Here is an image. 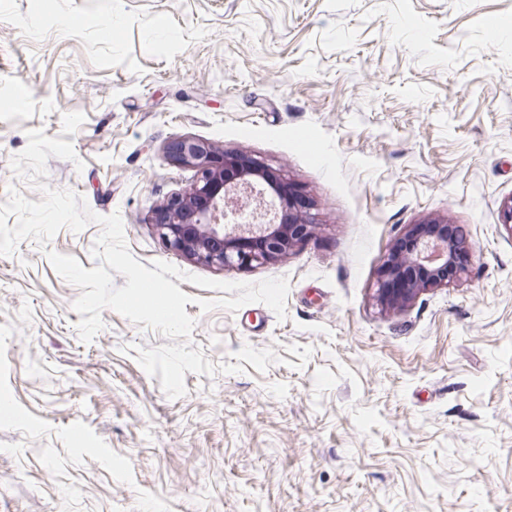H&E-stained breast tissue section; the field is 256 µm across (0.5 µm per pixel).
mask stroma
I'll list each match as a JSON object with an SVG mask.
<instances>
[{
    "label": "stroma",
    "instance_id": "1",
    "mask_svg": "<svg viewBox=\"0 0 512 512\" xmlns=\"http://www.w3.org/2000/svg\"><path fill=\"white\" fill-rule=\"evenodd\" d=\"M73 144L45 181L120 214L143 265L289 283L202 311L192 341L239 373L167 397L106 309L48 251L99 264L102 228L0 256V512H512V0H0V203L30 130ZM261 158L304 195L314 238L219 268L170 250L156 208L189 188L174 143ZM448 216L467 274L382 309L377 271L406 225Z\"/></svg>",
    "mask_w": 512,
    "mask_h": 512
}]
</instances>
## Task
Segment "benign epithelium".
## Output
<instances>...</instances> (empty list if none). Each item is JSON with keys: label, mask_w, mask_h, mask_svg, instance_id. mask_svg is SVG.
<instances>
[{"label": "benign epithelium", "mask_w": 512, "mask_h": 512, "mask_svg": "<svg viewBox=\"0 0 512 512\" xmlns=\"http://www.w3.org/2000/svg\"><path fill=\"white\" fill-rule=\"evenodd\" d=\"M175 156L196 168L197 177L154 213L153 224L167 247L212 266L250 268L281 258L314 237L316 224L306 202L261 159L224 155L187 138L177 142ZM258 186L277 212L271 222L247 229L235 216L258 199ZM454 232L447 217L406 225L378 270V304L405 309L422 292L460 279L467 267L458 257L466 246Z\"/></svg>", "instance_id": "obj_1"}]
</instances>
